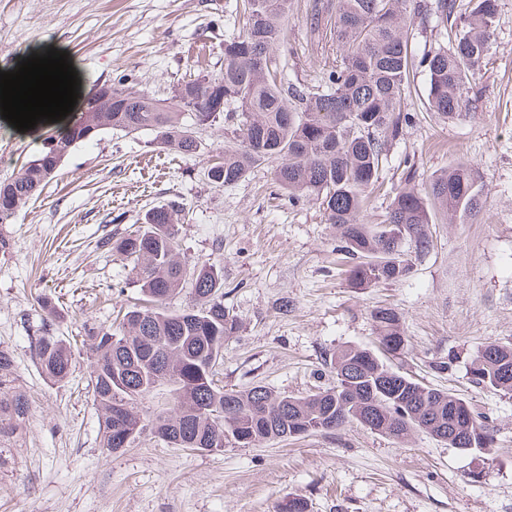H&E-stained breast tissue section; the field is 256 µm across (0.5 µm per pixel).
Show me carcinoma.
<instances>
[{
	"label": "carcinoma",
	"instance_id": "cac0c4a2",
	"mask_svg": "<svg viewBox=\"0 0 512 512\" xmlns=\"http://www.w3.org/2000/svg\"><path fill=\"white\" fill-rule=\"evenodd\" d=\"M239 31L224 41V67L179 84L166 103L125 81L91 90L86 107L22 171L0 183V225L17 214L56 174L77 145L104 131L126 135L145 130L181 154L198 148V132L224 116V159L208 177L237 183L255 165L275 158L277 186L288 199L314 200L327 223L340 231L341 251L351 260L354 288L393 284L414 270L412 256L430 247L427 224L438 207L463 220L475 219L485 201L470 163L458 161L435 176L424 194L406 186L392 198L379 224L364 222L378 187L383 159L403 139L414 115L405 111L413 66L411 40L421 5L416 0H338L330 33L339 55L318 84L286 82L273 52L285 40L288 0H243ZM455 0H437L436 26L448 28ZM497 0H472L454 31L419 59L429 76L428 106L452 120L473 105L470 98L490 49ZM191 113L192 121L185 120ZM101 247L133 261L146 304L134 306L117 329L90 323L85 350L91 362L88 387L102 411L101 445L123 450L114 435L130 431L134 442L146 428L179 448L210 450L299 439L357 423L393 439L425 433L463 454L490 453L493 434L480 415L454 393L417 382L367 348L347 346L330 360L333 382L305 397L256 385L243 390L219 384L224 338L241 329L224 308V273L179 255V226L167 205L149 211L134 234L111 236ZM189 289V304L169 310L167 301ZM42 334L34 357L44 376L65 382L72 374L70 343L54 336L56 317L42 299ZM373 320L386 355L404 349L400 315L379 308ZM473 381L512 395V344L490 342L470 362ZM169 399L152 410L141 407L159 386ZM30 413L11 351L0 347V468L9 448L21 447Z\"/></svg>",
	"mask_w": 512,
	"mask_h": 512
}]
</instances>
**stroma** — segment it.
<instances>
[{"instance_id":"stroma-1","label":"stroma","mask_w":512,"mask_h":512,"mask_svg":"<svg viewBox=\"0 0 512 512\" xmlns=\"http://www.w3.org/2000/svg\"><path fill=\"white\" fill-rule=\"evenodd\" d=\"M323 3L290 0L286 41L274 53L285 79L317 82L335 59L314 21ZM241 9L242 0H0V70L54 48L81 83L123 77L168 99L181 81L219 69ZM427 88V71L413 67L407 109L419 120L384 159L364 220L382 222L397 188L423 190L459 159L471 163L485 207L469 223L436 211L412 276L373 288L350 287L336 265V228L317 203L289 201L274 181L276 161L230 186L208 179L224 151L223 120L200 131L190 156L161 148L149 131L73 149L16 222L0 227L10 240L0 252V346L12 350L31 400L25 445L0 469V512H279L293 495L309 512H512V396L469 374L478 348L512 342V0H498L474 108L442 122ZM56 128L21 132L0 118V182ZM161 204L179 211L183 255L224 272V306L242 324L224 340L225 388L316 392L331 383L338 349L377 350L372 314L390 307L405 338L393 367L485 416L491 453L464 455L423 433L398 441L356 423L215 452L177 448L147 430L107 452L78 342L85 321L111 325L140 290L131 262L99 241L136 232ZM42 297L57 311L52 333L76 344L64 383L46 379L33 354Z\"/></svg>"}]
</instances>
